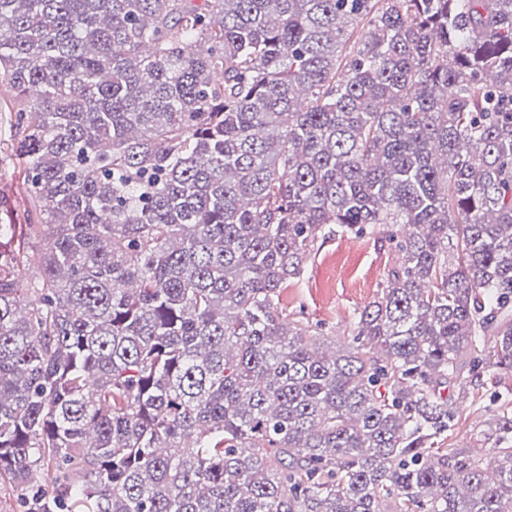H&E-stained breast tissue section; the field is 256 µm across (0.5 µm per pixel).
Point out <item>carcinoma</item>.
Masks as SVG:
<instances>
[{
  "label": "carcinoma",
  "mask_w": 512,
  "mask_h": 512,
  "mask_svg": "<svg viewBox=\"0 0 512 512\" xmlns=\"http://www.w3.org/2000/svg\"><path fill=\"white\" fill-rule=\"evenodd\" d=\"M2 33L24 512H512V0H0ZM348 234L399 264L332 350L280 299ZM488 386L477 456L448 391ZM14 99V90L7 82L0 80V193L7 196L14 211L18 215V222L25 224V217L32 210L30 198L18 187V175L15 156L11 153V144L16 145L18 134L14 127H11L7 106ZM3 154V155H2ZM14 164L16 169L14 172Z\"/></svg>",
  "instance_id": "cac0c4a2"
}]
</instances>
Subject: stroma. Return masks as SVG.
Wrapping results in <instances>:
<instances>
[{
	"mask_svg": "<svg viewBox=\"0 0 512 512\" xmlns=\"http://www.w3.org/2000/svg\"><path fill=\"white\" fill-rule=\"evenodd\" d=\"M14 91L0 82V194L7 196L18 217L32 209L30 198L18 187L12 146L18 134L9 122L8 107ZM398 255L384 239L375 235L335 237L316 249L303 275L281 295L290 320L321 324L326 341L343 346L349 341L352 315L377 296ZM458 425L453 442L462 448H476L487 430L490 408L471 399L454 397Z\"/></svg>",
	"mask_w": 512,
	"mask_h": 512,
	"instance_id": "obj_1",
	"label": "stroma"
}]
</instances>
